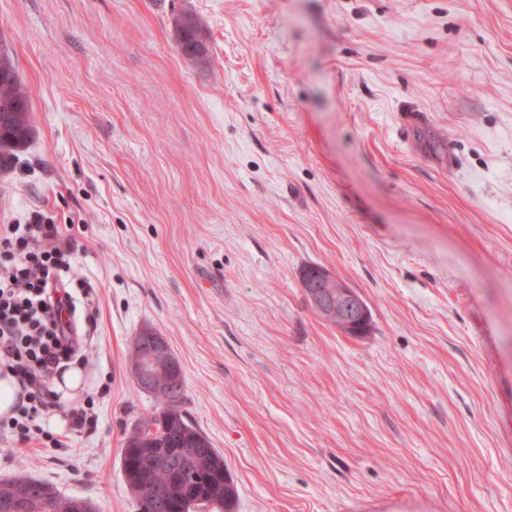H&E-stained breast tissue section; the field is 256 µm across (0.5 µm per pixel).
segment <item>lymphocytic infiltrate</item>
<instances>
[{
    "instance_id": "1",
    "label": "lymphocytic infiltrate",
    "mask_w": 512,
    "mask_h": 512,
    "mask_svg": "<svg viewBox=\"0 0 512 512\" xmlns=\"http://www.w3.org/2000/svg\"><path fill=\"white\" fill-rule=\"evenodd\" d=\"M76 253L73 233L52 217L0 225V374H11L26 393L15 415L0 421V432L20 443L64 445L49 424L63 406L51 383L77 360V304L90 294L86 283L68 286Z\"/></svg>"
}]
</instances>
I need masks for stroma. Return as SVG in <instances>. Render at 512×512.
Wrapping results in <instances>:
<instances>
[{"label":"stroma","mask_w":512,"mask_h":512,"mask_svg":"<svg viewBox=\"0 0 512 512\" xmlns=\"http://www.w3.org/2000/svg\"><path fill=\"white\" fill-rule=\"evenodd\" d=\"M1 47L34 135L0 225L76 227L97 315L67 403L95 395L97 425L0 440V479L138 512L149 327L234 512H512V0H0ZM310 265L363 297V335L313 310ZM175 37L180 52L198 64L207 63V46L209 28L198 15L182 13L173 19Z\"/></svg>","instance_id":"obj_1"}]
</instances>
